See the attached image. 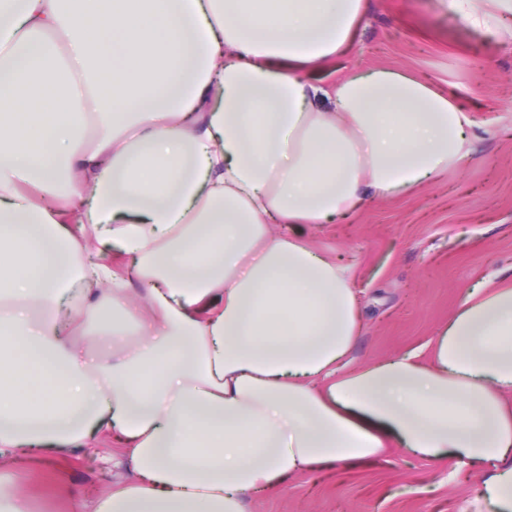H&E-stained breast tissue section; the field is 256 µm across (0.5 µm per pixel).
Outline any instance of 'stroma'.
<instances>
[{
    "mask_svg": "<svg viewBox=\"0 0 512 512\" xmlns=\"http://www.w3.org/2000/svg\"><path fill=\"white\" fill-rule=\"evenodd\" d=\"M397 69L458 93L480 137L462 169L413 193L365 202L346 223L306 228L308 244L353 266L363 299L356 363L412 351L431 358L437 328L478 283L512 285V45L438 15L434 0H373L351 48L311 82ZM0 477L24 491L32 512H73L60 486L106 493L112 465L74 450L25 468L0 458ZM477 477L391 448L377 462L332 476L307 472L249 512H475Z\"/></svg>",
    "mask_w": 512,
    "mask_h": 512,
    "instance_id": "obj_1",
    "label": "stroma"
}]
</instances>
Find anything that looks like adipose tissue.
I'll return each mask as SVG.
<instances>
[{
	"mask_svg": "<svg viewBox=\"0 0 512 512\" xmlns=\"http://www.w3.org/2000/svg\"><path fill=\"white\" fill-rule=\"evenodd\" d=\"M436 4L512 43V0ZM369 10L0 0V456L108 435L132 478L91 512H247L392 443L512 512V286L473 289L430 363L356 365L352 268L294 231L472 155L469 111L415 75L310 82Z\"/></svg>",
	"mask_w": 512,
	"mask_h": 512,
	"instance_id": "adipose-tissue-1",
	"label": "adipose tissue"
}]
</instances>
